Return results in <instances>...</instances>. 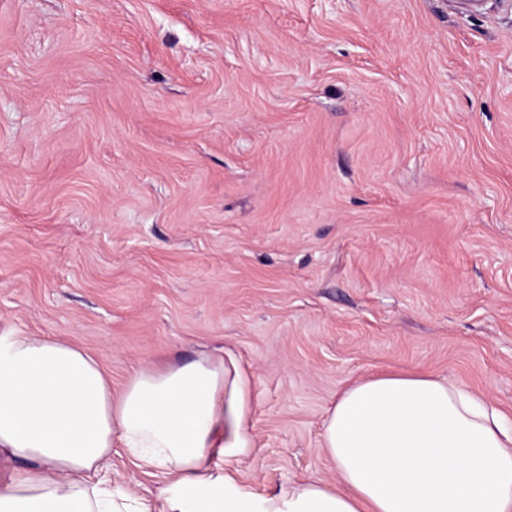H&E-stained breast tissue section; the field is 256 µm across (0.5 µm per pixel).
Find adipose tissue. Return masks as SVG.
I'll return each mask as SVG.
<instances>
[{"label":"adipose tissue","instance_id":"adipose-tissue-1","mask_svg":"<svg viewBox=\"0 0 512 512\" xmlns=\"http://www.w3.org/2000/svg\"><path fill=\"white\" fill-rule=\"evenodd\" d=\"M322 447L339 478L249 489L252 380L234 355L133 370L120 391L95 356L0 334V512H512V421L486 396L408 372L346 387ZM161 477L151 509L108 474L113 452Z\"/></svg>","mask_w":512,"mask_h":512}]
</instances>
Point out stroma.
Segmentation results:
<instances>
[{"label":"stroma","mask_w":512,"mask_h":512,"mask_svg":"<svg viewBox=\"0 0 512 512\" xmlns=\"http://www.w3.org/2000/svg\"><path fill=\"white\" fill-rule=\"evenodd\" d=\"M232 351L244 484L422 370L512 418V0H0V332Z\"/></svg>","instance_id":"1"}]
</instances>
